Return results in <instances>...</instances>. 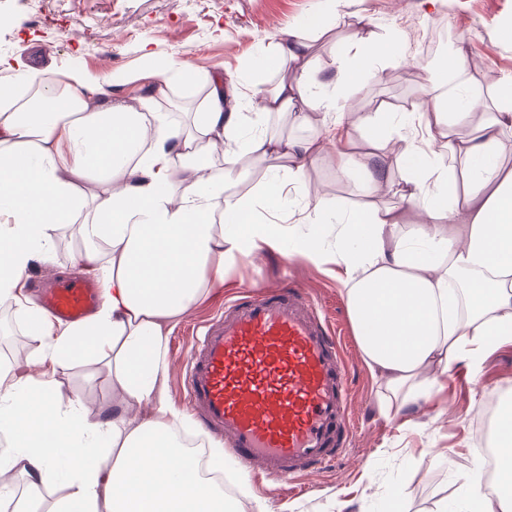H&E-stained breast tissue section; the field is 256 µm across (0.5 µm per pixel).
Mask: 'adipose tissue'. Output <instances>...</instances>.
I'll return each instance as SVG.
<instances>
[{
  "label": "adipose tissue",
  "mask_w": 512,
  "mask_h": 512,
  "mask_svg": "<svg viewBox=\"0 0 512 512\" xmlns=\"http://www.w3.org/2000/svg\"><path fill=\"white\" fill-rule=\"evenodd\" d=\"M335 23V13L325 12L281 32L253 63L281 70L270 87L228 91L222 76L153 57L139 75L148 89L131 105L111 100V75L79 68L0 84V303L17 308L54 367L85 356L125 397L91 416L81 402H57L52 376L0 368V474L18 473L30 499L54 480L63 494L52 512H236L174 441L176 414L157 386L170 329L206 282H223L228 264L285 239L292 252L323 255L318 237L265 223L257 198L228 191L245 155L287 159V180L300 186L306 210L322 224L329 209L303 176L325 145L335 148L337 174L369 193L387 180L384 145L401 144L405 177L394 193L418 208L415 230L400 234L397 208H357L336 242L363 359L398 408L418 404L458 361L478 366L485 352L512 342V168L500 165L512 134V80L468 139L453 129L480 96L463 77L460 49L444 63L456 78L451 89L411 112L361 113L372 134L367 152L355 151L338 119L311 137L270 135V115L288 113L302 125L309 113L330 111L313 90L309 53L312 37ZM380 59L405 63L398 38L362 39L338 62L341 84L365 81ZM177 83L203 93L183 127L159 108ZM284 181L269 179L259 198L278 204ZM62 225L76 226L81 239L72 268L93 274L105 297L95 313L68 325L23 291L29 265L51 257L50 229ZM149 403L153 417L139 419L135 408ZM500 455L506 465L498 491L482 493L483 473L470 469L458 512H512V436Z\"/></svg>",
  "instance_id": "ef3b65f1"
}]
</instances>
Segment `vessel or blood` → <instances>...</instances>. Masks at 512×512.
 <instances>
[{"label": "vessel or blood", "mask_w": 512, "mask_h": 512, "mask_svg": "<svg viewBox=\"0 0 512 512\" xmlns=\"http://www.w3.org/2000/svg\"><path fill=\"white\" fill-rule=\"evenodd\" d=\"M101 301L88 280L58 282L42 307L83 320ZM185 388L203 427L266 479L303 478L342 455L350 416L349 371L325 315L298 288L240 291L220 317L196 328Z\"/></svg>", "instance_id": "vessel-or-blood-1"}]
</instances>
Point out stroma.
Returning <instances> with one entry per match:
<instances>
[{"label": "stroma", "mask_w": 512, "mask_h": 512, "mask_svg": "<svg viewBox=\"0 0 512 512\" xmlns=\"http://www.w3.org/2000/svg\"><path fill=\"white\" fill-rule=\"evenodd\" d=\"M324 6V0H0V58L10 64L0 71V82L80 67L94 75L112 74L113 100L129 102L144 90L135 77L150 52L203 73L222 72L234 85L261 81L271 86L279 78L277 71H251L253 57L281 30ZM336 13L335 27L314 43L313 70L329 71L332 60L345 54L356 39L358 18H366L365 32L375 39L401 28L407 50L427 35L430 22L442 18L469 33L443 47L447 53L463 48L467 79L483 88L512 77V40L501 36L502 28L512 24V0H442L435 11L426 10L421 0H339ZM431 88L421 67L405 70L381 60L366 85L352 91L323 86L319 92L334 97L336 112L344 114L352 139L362 145L369 133L358 129L355 113L348 111L352 99L363 98L371 111L409 112ZM304 180L321 187L333 213L330 223H309L295 189L285 194L278 212L262 218L290 225L292 234L321 238L327 258L313 261L290 253L284 244L226 267L223 284L209 287L167 336L163 397L177 413L183 435L201 434L184 386L191 325L214 315L244 287L301 288L342 333L352 380L347 450L334 467L313 473L300 493L273 481L258 490L255 474L232 458L233 486H247L272 512H388L394 502L400 512H434L440 499L456 498L465 467L482 463L483 449L493 439L492 431L474 425V414L489 396H496L501 406L512 401V343L487 353L478 373L458 363L419 408L401 413L384 409L385 389L361 357L341 283L344 267L333 253L346 212L362 204L394 206L399 198L383 188L361 196L352 181L337 175L325 153L309 165ZM51 236L50 261L33 263L27 272V291L33 296L50 279L76 275L70 266L71 230L59 228ZM54 378L61 402L81 401L93 414L122 398L106 373L84 358L56 371Z\"/></svg>", "instance_id": "obj_1"}]
</instances>
